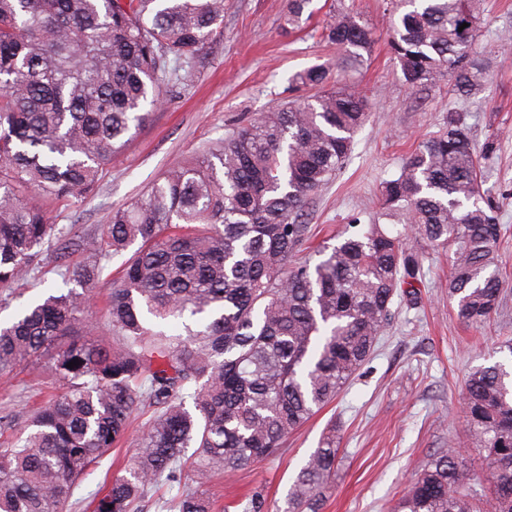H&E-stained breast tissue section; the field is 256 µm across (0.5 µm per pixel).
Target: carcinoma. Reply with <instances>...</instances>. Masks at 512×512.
I'll return each instance as SVG.
<instances>
[{"instance_id":"cac0c4a2","label":"carcinoma","mask_w":512,"mask_h":512,"mask_svg":"<svg viewBox=\"0 0 512 512\" xmlns=\"http://www.w3.org/2000/svg\"><path fill=\"white\" fill-rule=\"evenodd\" d=\"M312 0H288L290 26ZM388 46L412 88L446 81L473 93L488 70L477 51L479 0H400ZM224 23V0H0V288L52 267L62 286L0 322V378L41 359L62 391L22 440L0 446V512H63L91 466L150 413L126 474L93 512H134L159 486L191 485L157 512H212L202 487L275 455L288 435L336 400L370 358L401 294L418 299L425 252L451 262L448 303L467 326L502 300V233L481 204L478 160L460 112L383 183L382 211L352 224L318 259L297 257L306 208L351 153L369 99L345 85L261 115L218 149L163 173L112 210L101 236L70 237L28 203L80 200L164 98L190 80ZM468 27L461 28L462 24ZM326 38L349 60L373 31L348 12ZM320 87L326 74L297 76ZM136 250L112 281V341L85 317L103 261ZM88 253L70 267L72 251ZM465 382V432L488 461L489 500L450 448L417 476L396 512H512V339ZM79 360L70 368L69 362ZM336 434L323 436L288 489L283 512H320L336 473Z\"/></svg>"}]
</instances>
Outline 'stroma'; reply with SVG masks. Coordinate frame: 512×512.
<instances>
[{
	"instance_id": "1",
	"label": "stroma",
	"mask_w": 512,
	"mask_h": 512,
	"mask_svg": "<svg viewBox=\"0 0 512 512\" xmlns=\"http://www.w3.org/2000/svg\"><path fill=\"white\" fill-rule=\"evenodd\" d=\"M312 9V16L291 28L285 22L287 0H225L223 33L210 43L191 80L169 84L151 123L113 159L93 196L46 204L50 221L74 227L83 237L97 236L114 208L140 196L172 166L217 147L265 112L317 95L298 75L319 67L328 76L327 87L359 85L370 106L343 168L308 204L311 244L376 216L385 180L457 110L480 157L484 197L506 229L498 256L502 303L481 327L459 323L448 306V256L431 254L417 303L395 301L376 352L336 401L293 432L278 455L211 483L216 512H223L228 496L252 490L272 505H284L331 421L338 466L322 512H391L416 474L447 448L463 454L476 475L487 470L481 449L466 441L462 386L469 371L489 364L492 348L512 337V47L503 40L512 34V0H480L477 48L491 67L482 90L464 100L453 98L445 83L424 90L405 83L387 44L392 0H313ZM341 10L376 30L372 52L361 63L345 64L343 53L322 37ZM55 387L44 360L0 383V416L14 420L0 434V444L19 435L33 407ZM136 442L129 437L104 455L64 512H93V498L122 474Z\"/></svg>"
}]
</instances>
